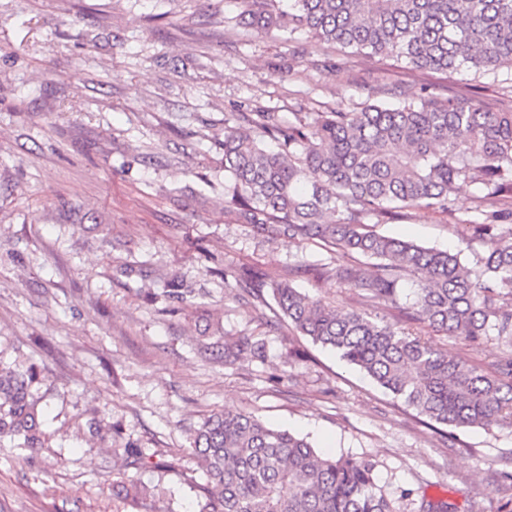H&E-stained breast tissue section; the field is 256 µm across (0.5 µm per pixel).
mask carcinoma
<instances>
[{"instance_id":"carcinoma-1","label":"carcinoma","mask_w":512,"mask_h":512,"mask_svg":"<svg viewBox=\"0 0 512 512\" xmlns=\"http://www.w3.org/2000/svg\"><path fill=\"white\" fill-rule=\"evenodd\" d=\"M239 23L259 31L306 32L340 51L396 57L411 70H467L498 78L512 72V0H241ZM224 202L235 221L290 242L320 239L346 264L300 266L334 276L372 317L300 293L259 268L238 284L253 302L340 358L417 412L452 428L512 425V356L486 368L466 363L391 323L423 325L473 346L493 336L512 346V112H492L468 96H421L397 108L368 104L312 117L240 112L224 127ZM477 187L476 220L464 237L486 247L470 266L459 254L380 235L371 224L408 219L420 209L453 215L459 183ZM371 260L365 266L356 262ZM416 284L400 305L403 285ZM162 297L183 308L201 294L177 278ZM224 359L265 347L243 336L224 339ZM34 366L0 362V442L42 443L43 410ZM191 449L206 476L199 512H398L373 477L376 462L325 457L304 437L245 413H217L194 431ZM149 463L144 449L124 448V466Z\"/></svg>"}]
</instances>
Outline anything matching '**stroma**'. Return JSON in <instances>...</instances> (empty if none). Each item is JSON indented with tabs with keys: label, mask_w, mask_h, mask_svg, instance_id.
<instances>
[{
	"label": "stroma",
	"mask_w": 512,
	"mask_h": 512,
	"mask_svg": "<svg viewBox=\"0 0 512 512\" xmlns=\"http://www.w3.org/2000/svg\"><path fill=\"white\" fill-rule=\"evenodd\" d=\"M235 0H0V362L36 364L41 447L0 444V512H196L193 432L249 412L331 455L368 456L399 512L421 498L455 512L512 499V427L435 428L334 352L240 300L254 266L312 298L352 304L333 278H289L336 262L334 247L234 223L224 203V124L239 112L313 114L469 95L512 112V89L467 72L348 57L301 34L238 25ZM92 52H84L88 39ZM454 216L421 209L378 233L459 254ZM177 276L199 309L153 298ZM248 335L265 358L205 353ZM103 421L99 435L89 425ZM152 466L122 465L123 447Z\"/></svg>",
	"instance_id": "obj_1"
}]
</instances>
